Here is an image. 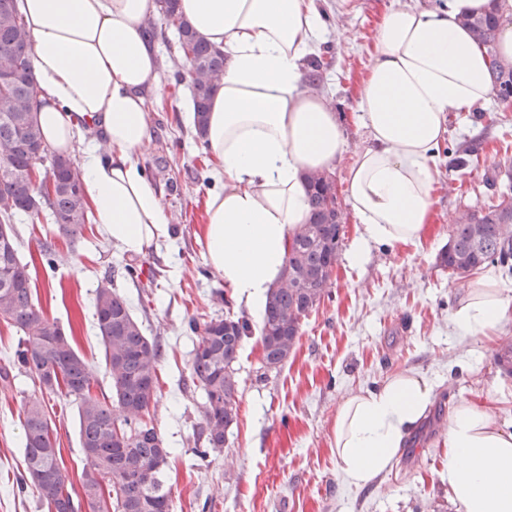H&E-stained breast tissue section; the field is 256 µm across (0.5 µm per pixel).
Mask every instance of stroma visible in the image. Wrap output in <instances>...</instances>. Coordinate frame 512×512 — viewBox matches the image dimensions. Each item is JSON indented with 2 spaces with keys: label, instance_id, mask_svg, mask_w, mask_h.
<instances>
[{
  "label": "stroma",
  "instance_id": "1",
  "mask_svg": "<svg viewBox=\"0 0 512 512\" xmlns=\"http://www.w3.org/2000/svg\"><path fill=\"white\" fill-rule=\"evenodd\" d=\"M398 2L316 0L320 53L332 61L323 93L346 141L332 172L341 199L354 154L368 143L358 92L375 62L380 19ZM174 42L171 32L153 41L163 96L146 100L151 140L140 156L148 178L164 193L169 236L132 255L94 223L72 244L57 236L50 212L39 223L17 224L19 255L33 264L44 316L71 332L92 369L94 394L111 397L93 303L105 272L118 269L116 289L161 350L160 391L149 419L172 450V512H456L448 497V419L460 401H475L512 430V375L497 361L502 344L512 342V315L489 335L457 338L451 316L468 291L438 266L437 255L453 232L450 219L458 209L483 205L505 188L512 170V101L450 114L437 149L434 206L421 243L374 244L362 263H353L358 223L345 212L330 293L303 319L288 358L269 368L262 361L261 319L234 300L205 257L202 227L207 194L216 186L215 162L184 107L192 85L183 65L171 60ZM469 139L499 148L501 174L483 166L451 167L450 149ZM47 242L58 252L51 268L40 258ZM127 265L140 270L139 279L121 276ZM227 314L249 324L235 363L238 415L223 449L203 459L197 450L203 445L204 395L191 381L197 337L188 321ZM19 339L14 328L0 324V512H48L36 490L19 481L22 399L33 390L30 377L13 364ZM408 371L433 383L431 407L389 469L371 485L350 486L332 450L339 406L351 394ZM46 403L54 412L62 466L72 485H79L83 453L76 406L57 396Z\"/></svg>",
  "mask_w": 512,
  "mask_h": 512
}]
</instances>
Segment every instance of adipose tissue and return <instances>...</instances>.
<instances>
[{
	"label": "adipose tissue",
	"mask_w": 512,
	"mask_h": 512,
	"mask_svg": "<svg viewBox=\"0 0 512 512\" xmlns=\"http://www.w3.org/2000/svg\"><path fill=\"white\" fill-rule=\"evenodd\" d=\"M487 5L447 0L438 11L397 6L382 15L357 103L370 142L346 177L360 225L355 257L373 243L422 240L449 114L495 96L484 54L462 24ZM155 9L156 0H19L44 140L69 154L90 125L81 172L91 215L134 255L167 237L170 222L139 162L150 130L144 94L163 93L157 53L143 34ZM179 9L226 57L204 134L221 184L207 195L206 259L260 317L308 219L305 174L333 170L345 150L333 108L301 88L319 15L313 0H180ZM511 311L512 298L481 283L451 323L458 335L476 336ZM431 399L428 382L406 373L343 401L333 446L349 484L367 486L392 464ZM447 481L459 512H512V431L482 405L459 403L450 417Z\"/></svg>",
	"instance_id": "adipose-tissue-1"
}]
</instances>
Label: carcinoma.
Wrapping results in <instances>:
<instances>
[{
	"label": "carcinoma",
	"mask_w": 512,
	"mask_h": 512,
	"mask_svg": "<svg viewBox=\"0 0 512 512\" xmlns=\"http://www.w3.org/2000/svg\"><path fill=\"white\" fill-rule=\"evenodd\" d=\"M506 0H490L482 15L468 18L474 43L487 58L488 77L496 97L512 100V62L497 52V34ZM160 20L145 22L153 39L158 26L177 32V52L189 66L193 84L194 124L205 132L212 97L224 74V52L204 40L179 12L178 0H157ZM31 44L17 0H0V74L13 77L0 91V323L23 334L14 362L31 378L34 390L23 401L24 473L20 484L35 486L50 512H171V490L165 472L171 449L156 427L145 421L157 400V364L160 347L143 334L127 299L116 291L112 276L100 281L94 316L104 350L112 396L93 394L94 377L86 360L61 336V327L47 319L34 297L28 264L19 257L15 222L36 220L48 208L58 232L74 240L89 222L81 172L76 160L50 152L43 139L34 103V78L29 64ZM329 64L313 56L308 61L307 87L317 90ZM483 148L461 145L454 164L479 162ZM49 160L54 181L38 187L37 163ZM308 184V222L300 228L285 259L282 279L268 294L261 329L263 362L276 368L287 358L301 330L302 319L315 309L331 287L330 274L339 257L343 213L330 175L312 172ZM454 233L440 252L438 264L448 275L465 281L489 264L512 273V185L498 199L475 210H464L451 220ZM192 331H201L191 364L193 384L203 391L202 434L205 458L224 448L226 431L238 412V380L234 364L248 323L240 318L212 317ZM69 399L77 405L79 440L83 452L81 495L73 497L68 477L58 460L53 420L45 395ZM121 428L126 441L116 440Z\"/></svg>",
	"instance_id": "carcinoma-1"
}]
</instances>
